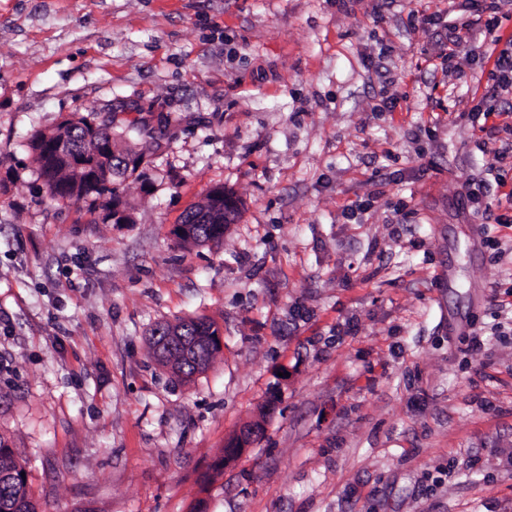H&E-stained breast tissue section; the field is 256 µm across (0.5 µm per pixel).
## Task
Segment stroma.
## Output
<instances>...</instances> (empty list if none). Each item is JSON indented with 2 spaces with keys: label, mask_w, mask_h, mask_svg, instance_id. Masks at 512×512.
Returning <instances> with one entry per match:
<instances>
[{
  "label": "stroma",
  "mask_w": 512,
  "mask_h": 512,
  "mask_svg": "<svg viewBox=\"0 0 512 512\" xmlns=\"http://www.w3.org/2000/svg\"><path fill=\"white\" fill-rule=\"evenodd\" d=\"M464 4L0 0V440L37 512H512V224L460 201L512 191L467 118L512 126V91L444 68ZM110 110L153 128L128 224L29 147ZM216 187L223 241L180 243ZM196 316L222 349L184 383L148 338ZM251 426L244 427L240 432L235 436L236 439L231 442L228 440L225 442L224 447L226 450L224 451V458L220 463H218L214 469L213 479L220 477L223 474L224 466L228 465L230 462H234L242 458L247 450L253 444L254 435L248 431Z\"/></svg>",
  "instance_id": "stroma-1"
}]
</instances>
